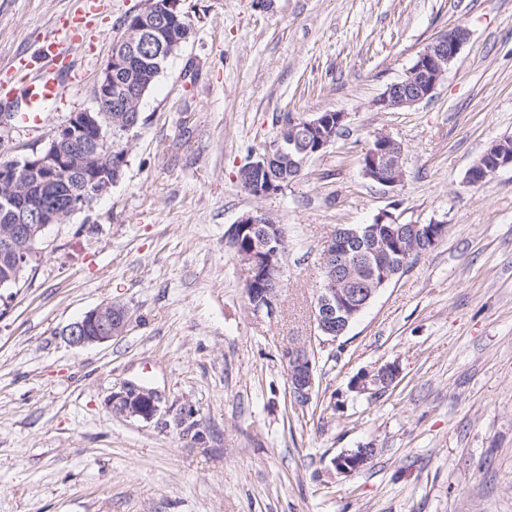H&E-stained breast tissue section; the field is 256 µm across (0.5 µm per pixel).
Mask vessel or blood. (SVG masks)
<instances>
[{"label":"vessel or blood","instance_id":"1","mask_svg":"<svg viewBox=\"0 0 512 512\" xmlns=\"http://www.w3.org/2000/svg\"><path fill=\"white\" fill-rule=\"evenodd\" d=\"M104 0H85L83 8L73 13L71 22L56 25L41 36L34 53L15 56L0 79V88L6 80L22 77V84L10 87L14 99L19 100L17 120L29 127L42 125L44 112L62 100L70 88L80 84L83 75L71 65V50L83 43L93 32V17L103 12Z\"/></svg>","mask_w":512,"mask_h":512}]
</instances>
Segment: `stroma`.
Here are the masks:
<instances>
[{"instance_id":"obj_1","label":"stroma","mask_w":512,"mask_h":512,"mask_svg":"<svg viewBox=\"0 0 512 512\" xmlns=\"http://www.w3.org/2000/svg\"><path fill=\"white\" fill-rule=\"evenodd\" d=\"M143 0H112L75 58L85 77L39 129L0 103V163L44 148L97 80ZM77 0H0V65L33 52ZM192 33L145 97L121 181L49 227L19 285L0 288V512H512V168L466 183L512 139V0H182ZM470 38L432 98L378 101L449 30ZM338 111L342 135L281 192L239 169L284 116ZM404 151L393 190L362 173L375 135ZM262 210L285 225L276 319L253 314L226 241ZM437 220L448 230L317 351L305 408L280 349L314 334L323 241L339 225ZM125 305L126 332L74 347L63 330ZM386 392L354 382L385 363ZM129 382L149 420L112 414ZM192 406L202 440L175 416ZM372 446L364 469L341 452ZM138 408V415L151 419L157 411L156 395L136 383H128L123 389L112 395L110 408L114 414L127 415L129 406ZM374 448L363 447L356 450L346 451L339 455L334 464L341 473H352L364 468L371 460Z\"/></svg>"}]
</instances>
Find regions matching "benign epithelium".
Instances as JSON below:
<instances>
[{
	"instance_id": "1",
	"label": "benign epithelium",
	"mask_w": 512,
	"mask_h": 512,
	"mask_svg": "<svg viewBox=\"0 0 512 512\" xmlns=\"http://www.w3.org/2000/svg\"><path fill=\"white\" fill-rule=\"evenodd\" d=\"M161 18L156 9L144 8L137 12L134 22L126 25L124 36L118 40L112 54L101 71L93 95V105L72 114L66 124L52 136L41 152H34L13 160L12 165L0 168V186L6 192L0 195V257L19 271L27 261L25 246L45 233L53 224L66 222L64 214H74L110 192L122 178L121 166H112V124L129 131L134 123L129 114L104 111L112 101V72L128 66L130 59L143 53L148 31L160 26ZM469 33L456 28L436 38L419 52L414 64L405 76L391 84L378 105L383 109L412 107L427 99L443 79L448 65L460 53ZM345 121V114L334 115L318 112L303 120L299 127L291 128L287 140L276 139L266 153L253 156L248 164L253 173L263 171L274 157L288 159V169L302 171L312 156L325 150L335 137V131ZM512 167V141L493 144L483 155V162L471 167L468 182L483 181L498 170ZM53 172L58 179L91 175L86 180L81 195L64 205L46 200L48 194L38 189L40 174ZM363 173L375 183L390 190L399 186L405 178L403 150L391 136L378 134L363 157ZM393 232V227L377 223L362 227L351 226L336 229L322 245V287L317 289L313 309V321L322 344L335 342L349 328L355 314L363 311L377 293L400 276L398 265L377 259L384 249L382 231ZM250 232L258 236L249 252H235L237 260L246 271L244 288L253 293V285L259 279L273 284L264 299L251 300L250 309L256 315L270 319L278 313L280 289L284 277V248L281 226L262 212L244 213L231 228L229 245H234L237 232ZM367 239L376 259L370 261L371 276L366 280L355 277V262L351 259L348 245L355 239ZM128 309L116 303L102 304L67 326L64 337L74 347L103 344L122 335L129 323ZM286 370L288 394L292 402L305 407L311 401L315 389V352L306 344L289 342L281 349ZM399 368L388 363L356 380L354 388L360 392L375 393L389 387L398 377ZM138 408V415L150 419L157 411L156 395L129 383L112 395L110 408L117 415L127 414L129 406ZM374 449L370 447L346 451L334 464L342 473H352L364 468L371 460Z\"/></svg>"
}]
</instances>
